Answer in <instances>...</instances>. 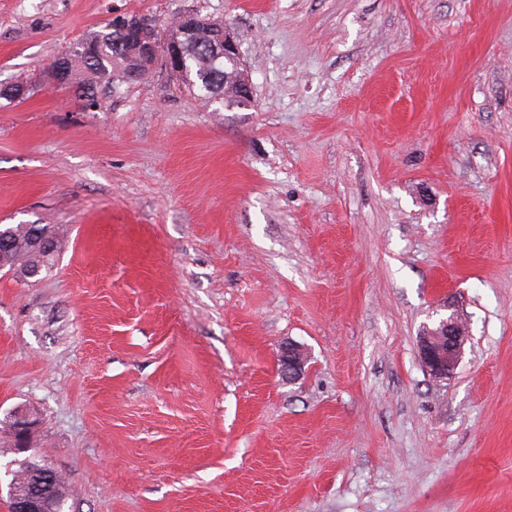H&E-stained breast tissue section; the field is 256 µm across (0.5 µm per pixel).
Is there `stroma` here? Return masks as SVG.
Listing matches in <instances>:
<instances>
[{"instance_id": "35a3bbf8", "label": "stroma", "mask_w": 512, "mask_h": 512, "mask_svg": "<svg viewBox=\"0 0 512 512\" xmlns=\"http://www.w3.org/2000/svg\"><path fill=\"white\" fill-rule=\"evenodd\" d=\"M186 12L230 26L250 104L53 88L88 32ZM19 83L0 225L63 235L0 270V512L28 461L63 512H512V0H0ZM9 233L5 239L9 243V250L5 254V261L9 262V269L15 267L14 273L20 279H29L41 274L53 259L56 252L60 228L50 224H16L0 229V236ZM34 233L40 234L52 243V248L35 250L31 245ZM38 271L37 275L32 276ZM468 330L453 311L439 316L432 325H425L419 335V357L426 372L444 380L459 365ZM305 357L295 347L290 346L281 355L280 371L288 379L295 378L303 373ZM35 465H38V467H40V470L45 471L44 473L50 474L49 477H46L47 480H43V488L48 486L46 491V497L48 500V505L54 508L52 512H62V508L65 501V495L63 493V486L61 484V480L53 470L39 464L33 463L27 465L22 471V474L17 479L12 480L10 487V496L11 491L14 488L18 489L19 491L23 490L24 487L30 482L33 467Z\"/></svg>"}]
</instances>
